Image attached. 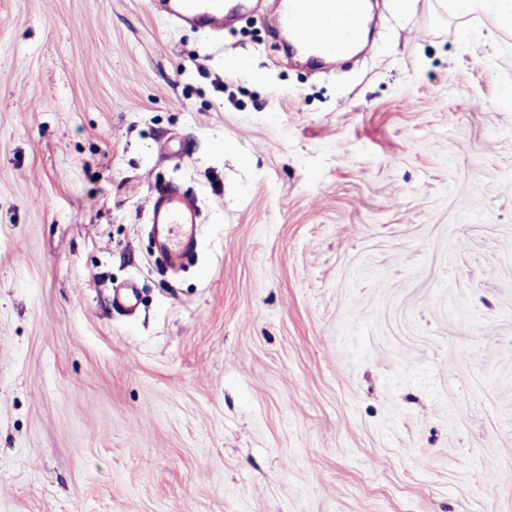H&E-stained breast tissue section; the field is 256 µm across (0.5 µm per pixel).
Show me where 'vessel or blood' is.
<instances>
[{
  "label": "vessel or blood",
  "instance_id": "vessel-or-blood-1",
  "mask_svg": "<svg viewBox=\"0 0 512 512\" xmlns=\"http://www.w3.org/2000/svg\"><path fill=\"white\" fill-rule=\"evenodd\" d=\"M270 18L273 28L291 31L295 40L330 63L340 62L358 33L363 0H276ZM234 0H168V14L178 22L213 30L223 29ZM148 222L159 257L180 265L196 246L200 222L193 199L173 185L154 186Z\"/></svg>",
  "mask_w": 512,
  "mask_h": 512
}]
</instances>
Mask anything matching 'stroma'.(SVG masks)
I'll list each match as a JSON object with an SVG mask.
<instances>
[{
	"instance_id": "stroma-1",
	"label": "stroma",
	"mask_w": 512,
	"mask_h": 512,
	"mask_svg": "<svg viewBox=\"0 0 512 512\" xmlns=\"http://www.w3.org/2000/svg\"><path fill=\"white\" fill-rule=\"evenodd\" d=\"M374 15L315 70L260 10L0 0V512H512V23ZM235 0H168L167 13L176 21L213 30L224 29ZM200 223L193 199L174 185H155L150 194L148 224L159 257L169 266L180 265L196 246V226Z\"/></svg>"
}]
</instances>
